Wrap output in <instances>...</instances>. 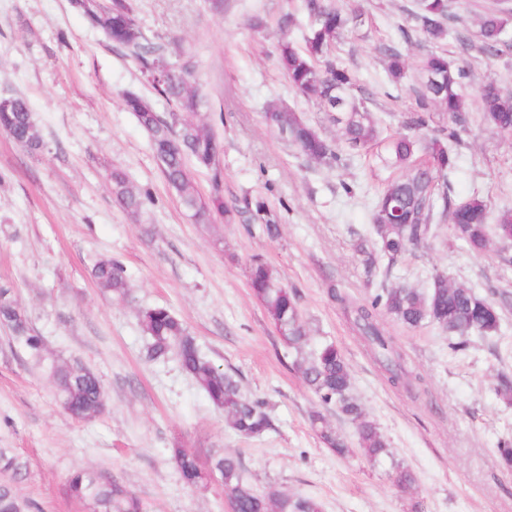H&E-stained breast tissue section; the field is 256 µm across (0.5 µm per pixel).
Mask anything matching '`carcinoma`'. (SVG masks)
Here are the masks:
<instances>
[{"label":"carcinoma","mask_w":512,"mask_h":512,"mask_svg":"<svg viewBox=\"0 0 512 512\" xmlns=\"http://www.w3.org/2000/svg\"><path fill=\"white\" fill-rule=\"evenodd\" d=\"M71 7L92 28L101 30L114 44L125 48L141 65L156 94L172 106L158 112L141 96L130 93L124 103L134 114L149 138L150 148L159 162L168 185L197 224H211L216 216L227 213L224 197L215 191L208 197L199 194L189 164L211 173L214 186L224 179L220 162L221 144L212 129L199 116L203 97L191 83L192 65L188 60L169 63L172 76L157 77L156 63L167 59L166 48L144 36L132 0H70ZM308 28L304 45L288 39L296 25L290 13L280 17L282 37L277 44V60L294 91L317 102L339 126L342 145L322 136L299 112H282L273 107L263 113L266 124L282 139L296 147L304 158L315 162L339 163L342 153H358L380 142V123L365 106L364 98L353 93L351 72L333 57L342 29L349 23L333 0H304ZM415 29L425 39L440 43L448 36L449 0H417L411 14ZM508 18L498 11L485 13L479 23L477 40L484 53L495 56L504 44ZM424 70L438 73V81L417 93L418 110L409 118V126L430 132L427 146L408 134H399L385 143L387 163L403 173L390 180L379 193L372 215L371 241L355 246L367 283H376L374 292L362 303H355L350 318L373 361L385 373L388 382L412 391L421 377L408 371L396 339L381 326L383 317L408 328L434 326L448 333V346L466 348L471 336L493 337L502 324L501 308L487 296L471 288L448 284V278L436 272L429 287L421 290L389 282L393 266L414 250L429 245L434 236L435 197L442 200L441 216L448 221L452 236L467 248L482 254L492 238L512 239V211L502 212L495 225L488 223L490 202L480 195L464 201L451 198L448 173L456 167L454 147L461 144L458 130L450 126L430 127L437 108L461 122L464 100L461 94L468 73L455 69L438 53L424 60ZM387 71L399 81L405 76V60L396 47L387 49ZM479 96L485 119L497 130L512 134V95L493 82L480 87ZM0 130L29 150L40 148L42 138L28 102L19 96L0 103ZM424 157H419V152ZM112 195L130 216L140 217L151 199L131 185L119 167L109 173ZM98 288L117 300L129 296L125 268L118 260H101L92 268ZM248 285L274 325L280 341L288 349L292 366L321 406L333 409L354 427L356 447L375 462L389 453V445L379 427L367 419L351 393V369L344 354L333 342L311 346L295 289L288 287L280 271L256 258L248 270ZM143 333L148 338L147 356L152 361L176 357L181 369L207 395L211 403L224 411L226 425L244 438H260L273 430L267 403L244 395L239 383L208 360L184 322L166 307H148L139 311ZM0 324L8 327L14 340L40 363L44 360L39 337L30 333L28 318L13 298L11 288L0 286ZM50 377L58 390L61 405L77 419H89L104 411L105 390L90 370L75 364H51ZM310 425L321 442L339 455L348 452L343 436L326 416L316 411ZM172 458L182 479L194 486H205L219 475L232 512H321L312 499L288 497L278 492L261 493L242 476L241 463L227 454L214 460L211 469L203 468L196 455L177 446ZM401 487L416 484L415 474L397 466L391 474ZM69 497L87 503L89 512H142L139 499L124 485L93 472L80 471L67 480ZM0 512H27V504L7 484L0 483Z\"/></svg>","instance_id":"cac0c4a2"}]
</instances>
